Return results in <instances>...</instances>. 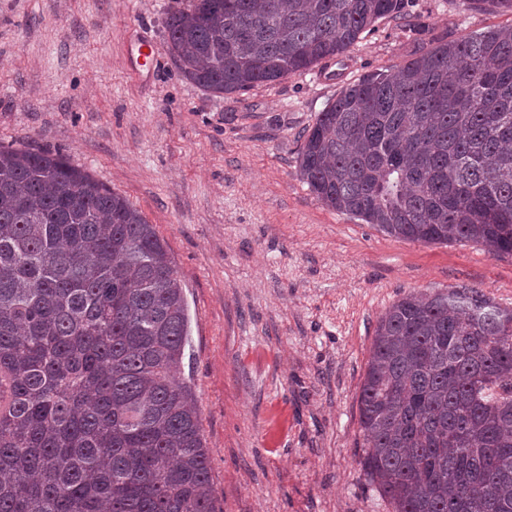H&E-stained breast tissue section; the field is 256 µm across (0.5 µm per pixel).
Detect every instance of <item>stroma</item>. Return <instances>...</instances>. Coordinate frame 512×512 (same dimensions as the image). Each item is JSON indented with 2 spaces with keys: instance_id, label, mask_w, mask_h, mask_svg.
Masks as SVG:
<instances>
[{
  "instance_id": "1",
  "label": "stroma",
  "mask_w": 512,
  "mask_h": 512,
  "mask_svg": "<svg viewBox=\"0 0 512 512\" xmlns=\"http://www.w3.org/2000/svg\"><path fill=\"white\" fill-rule=\"evenodd\" d=\"M188 3L0 0V144L62 153L165 241L220 512H390L359 465L378 318L461 286L512 308V256L396 238L327 207L300 177V138L349 83L512 12L410 0L406 19L312 70L219 95L169 52L165 20ZM140 41L158 61L141 81Z\"/></svg>"
}]
</instances>
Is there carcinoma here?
Returning <instances> with one entry per match:
<instances>
[{
  "label": "carcinoma",
  "instance_id": "cac0c4a2",
  "mask_svg": "<svg viewBox=\"0 0 512 512\" xmlns=\"http://www.w3.org/2000/svg\"><path fill=\"white\" fill-rule=\"evenodd\" d=\"M405 0H190L173 60L233 93L344 53ZM323 204L512 255V26L348 84L301 137ZM183 286L154 225L61 154L0 146V512H218L177 380ZM359 464L393 512H512V309L473 287L379 318Z\"/></svg>",
  "mask_w": 512,
  "mask_h": 512
}]
</instances>
